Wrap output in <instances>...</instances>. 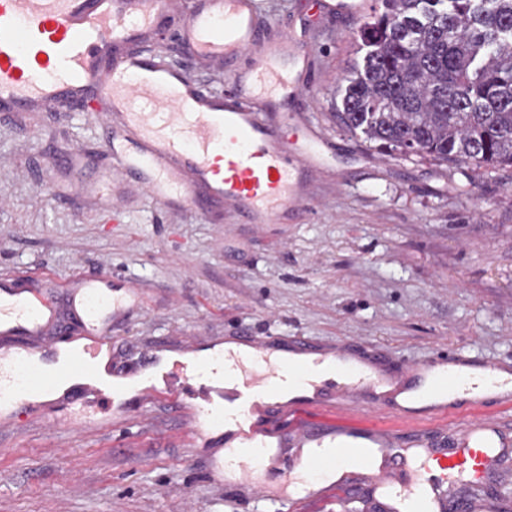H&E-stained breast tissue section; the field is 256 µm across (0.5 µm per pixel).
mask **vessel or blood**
<instances>
[{
  "instance_id": "vessel-or-blood-1",
  "label": "vessel or blood",
  "mask_w": 512,
  "mask_h": 512,
  "mask_svg": "<svg viewBox=\"0 0 512 512\" xmlns=\"http://www.w3.org/2000/svg\"><path fill=\"white\" fill-rule=\"evenodd\" d=\"M321 21L363 17L369 0H311ZM311 26L272 28L261 0H0V118L104 101L94 118L112 160L83 181L84 149L50 169L52 197L80 193L118 213L128 193L168 214L234 212L245 224H296L336 146L310 118ZM174 36L187 61L148 42ZM233 77L218 92L192 65ZM150 301L120 274L0 275V421L17 409L70 434L112 427L116 386L168 407L190 445L209 447L207 480L303 512L349 496L381 512H512V362L441 349L402 361L378 346L304 336L225 335L218 360L145 354L117 366L110 336ZM77 322L61 369L49 334ZM297 383L282 401L278 386ZM241 460L226 466L224 451ZM283 473L277 483L256 469Z\"/></svg>"
}]
</instances>
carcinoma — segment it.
I'll return each mask as SVG.
<instances>
[{
  "mask_svg": "<svg viewBox=\"0 0 512 512\" xmlns=\"http://www.w3.org/2000/svg\"><path fill=\"white\" fill-rule=\"evenodd\" d=\"M340 125L389 155L512 166V0H382Z\"/></svg>",
  "mask_w": 512,
  "mask_h": 512,
  "instance_id": "carcinoma-1",
  "label": "carcinoma"
}]
</instances>
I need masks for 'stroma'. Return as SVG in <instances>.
Returning <instances> with one entry per match:
<instances>
[{"label":"stroma","instance_id":"1","mask_svg":"<svg viewBox=\"0 0 512 512\" xmlns=\"http://www.w3.org/2000/svg\"><path fill=\"white\" fill-rule=\"evenodd\" d=\"M312 120L336 144L332 175L297 224L256 228L170 215L142 197L121 223L80 197L56 202L45 165L85 147L111 159L91 108L58 107L0 121V273L64 281L118 270L156 302L112 332L126 363L168 341L212 340L243 328L320 343L365 340L402 359L441 348L512 360V167L440 165L367 149L336 107L362 65L360 21L314 22ZM140 430L82 435L49 429L26 410L0 429V512H273L207 482L170 412L134 405Z\"/></svg>","mask_w":512,"mask_h":512}]
</instances>
